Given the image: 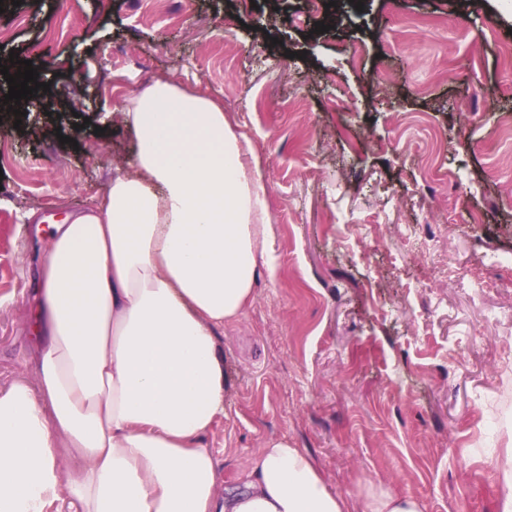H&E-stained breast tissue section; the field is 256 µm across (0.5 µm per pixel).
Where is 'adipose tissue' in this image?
Instances as JSON below:
<instances>
[{
  "instance_id": "adipose-tissue-1",
  "label": "adipose tissue",
  "mask_w": 512,
  "mask_h": 512,
  "mask_svg": "<svg viewBox=\"0 0 512 512\" xmlns=\"http://www.w3.org/2000/svg\"><path fill=\"white\" fill-rule=\"evenodd\" d=\"M137 139L102 201L55 224L32 291L34 378L0 385V512H422L332 491L287 439L218 490V334L272 267L250 141L163 79L113 108Z\"/></svg>"
}]
</instances>
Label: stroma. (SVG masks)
<instances>
[{
  "instance_id": "stroma-1",
  "label": "stroma",
  "mask_w": 512,
  "mask_h": 512,
  "mask_svg": "<svg viewBox=\"0 0 512 512\" xmlns=\"http://www.w3.org/2000/svg\"><path fill=\"white\" fill-rule=\"evenodd\" d=\"M172 2L171 21L161 0L0 13L13 31L0 61L51 62L56 89L0 131V384L29 357L50 224L97 204L133 155L131 129L76 127L88 112L73 104L87 94L106 112L171 78L250 140L275 226L276 274L221 335L219 486L283 436L339 495L498 512L512 451V62L498 48L512 0ZM426 231L445 242L440 265L421 254Z\"/></svg>"
}]
</instances>
